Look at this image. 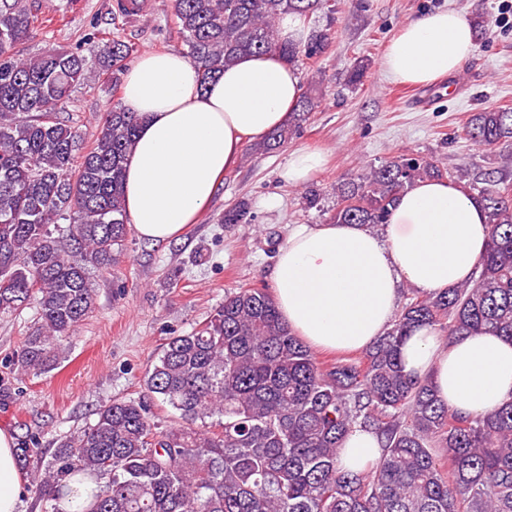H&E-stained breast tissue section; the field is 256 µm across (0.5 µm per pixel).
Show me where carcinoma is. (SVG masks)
Masks as SVG:
<instances>
[{
    "mask_svg": "<svg viewBox=\"0 0 512 512\" xmlns=\"http://www.w3.org/2000/svg\"><path fill=\"white\" fill-rule=\"evenodd\" d=\"M32 0H0V314L33 306L40 324L14 368L54 366L61 342L94 310L91 275L114 267L130 228L125 163L141 117L119 103L101 113L93 144L63 117L72 88L107 76L118 86L133 52L118 30L72 50L28 52L41 17ZM183 52L208 83L242 54H278L310 68L330 47L333 0H174ZM329 19L299 44L278 39L281 16ZM300 85L296 120L318 107ZM283 126L262 151L288 142ZM465 133L493 149L512 139V108L474 113ZM453 178L398 156L332 187L331 222L379 226L415 181ZM475 199L489 243L469 282L409 294L386 334L356 354L320 360L282 318L266 286H241L205 323L172 336L147 373V396L177 413L159 427L141 399L100 406L94 424L49 451L31 434L18 465L43 512L78 478L97 488L80 512H512V398L487 415L440 403L431 380L404 373L414 328L447 339L490 329L512 341V185L490 181ZM70 220L66 239L50 229ZM355 428L380 437L381 456L353 473L338 460Z\"/></svg>",
    "mask_w": 512,
    "mask_h": 512,
    "instance_id": "cac0c4a2",
    "label": "carcinoma"
}]
</instances>
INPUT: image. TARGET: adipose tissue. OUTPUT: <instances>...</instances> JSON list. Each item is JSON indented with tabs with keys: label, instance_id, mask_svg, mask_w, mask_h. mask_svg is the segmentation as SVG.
<instances>
[{
	"label": "adipose tissue",
	"instance_id": "adipose-tissue-1",
	"mask_svg": "<svg viewBox=\"0 0 512 512\" xmlns=\"http://www.w3.org/2000/svg\"><path fill=\"white\" fill-rule=\"evenodd\" d=\"M475 51V35L454 9L400 28L383 58L394 80L430 85ZM300 94L298 70L275 56L243 55L208 86L177 52L144 51L124 77L122 102L143 121L125 164V210L139 238L179 239L235 163L244 140L282 126ZM488 243L482 206L445 180L414 184L382 229L303 224L280 249L273 293L284 320L310 345L365 350L390 327L399 287L425 292L473 276ZM406 374L431 377L438 399L464 415L486 414L512 396V342L491 331L457 340L430 326L401 346ZM381 455L379 437L354 430L340 465L361 471ZM25 485L14 437L0 430V512H18Z\"/></svg>",
	"mask_w": 512,
	"mask_h": 512
}]
</instances>
